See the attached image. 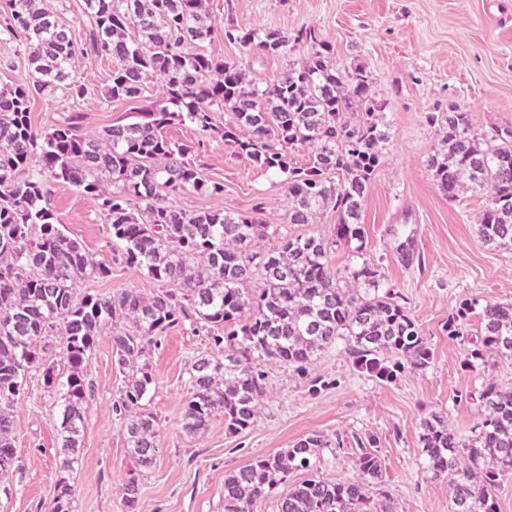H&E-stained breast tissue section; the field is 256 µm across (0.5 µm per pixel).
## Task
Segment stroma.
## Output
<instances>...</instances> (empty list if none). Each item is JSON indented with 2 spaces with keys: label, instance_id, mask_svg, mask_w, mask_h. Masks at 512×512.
<instances>
[{
  "label": "stroma",
  "instance_id": "1",
  "mask_svg": "<svg viewBox=\"0 0 512 512\" xmlns=\"http://www.w3.org/2000/svg\"><path fill=\"white\" fill-rule=\"evenodd\" d=\"M206 6L219 29L205 41L204 52L242 65L253 78L273 79L287 60L307 54V46L284 57L248 54L225 40L221 24L271 28L290 37L304 27L316 29L332 43L338 69L364 67L374 79L376 98L390 101L389 138L362 207L363 253L381 266L385 288L400 296L432 350V362L386 382L359 369L341 347L326 349L302 375L270 360L263 364L261 412L250 427L225 434L219 413L189 438L181 429L189 369L198 357L220 356L213 339L224 328L174 327L145 358L154 382L143 404L155 419L159 453L155 464L138 474L140 495L131 510L121 493L132 464L118 400L132 374L115 363L112 328L104 326L84 364L89 398L80 446L70 459L59 432L63 400L44 384L45 373L60 380L69 373L64 340L59 334L45 337L42 361L28 371L14 406L16 454L12 468L0 473V512H49L63 479L74 487L71 512H224L226 473L313 433L332 442L321 449L317 463L324 479L358 478L360 450L371 448L382 460L371 487L388 492L389 512H450L448 482L421 470V426L437 415L469 434L480 417L485 387L512 385V359L471 355L478 315H471L466 336L448 335L459 301L512 303V250L492 249L478 237L474 216L485 199L464 195L451 202L438 188L427 161L441 134L428 115L454 103L470 113L476 132L512 129V0H206ZM81 67L88 94L37 98L36 127L81 112L84 133L93 135L138 111L139 102L101 97L110 60L88 58ZM30 72L25 43L0 36V87L25 80ZM230 121V113L221 111L207 132L181 121L166 127L168 139L189 146L188 162L224 185L221 196L186 194L178 205L246 213L260 202L268 223H284L283 186L225 144L220 130ZM48 204L66 234L112 270L110 279L82 280L81 294L133 290L149 296L161 290L147 270L114 257L101 211L80 190L53 184ZM403 242L413 257L400 250Z\"/></svg>",
  "mask_w": 512,
  "mask_h": 512
}]
</instances>
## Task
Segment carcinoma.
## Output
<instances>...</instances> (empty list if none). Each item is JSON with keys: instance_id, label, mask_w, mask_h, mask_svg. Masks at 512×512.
Masks as SVG:
<instances>
[{"instance_id": "carcinoma-1", "label": "carcinoma", "mask_w": 512, "mask_h": 512, "mask_svg": "<svg viewBox=\"0 0 512 512\" xmlns=\"http://www.w3.org/2000/svg\"><path fill=\"white\" fill-rule=\"evenodd\" d=\"M9 2L5 31L24 38L35 77L0 88L1 473L15 460L13 407L25 372L39 364L41 339L55 331L64 336L70 373L64 381L48 373L44 383L62 393L64 448L78 447L88 402L84 362L107 321L122 370L145 356L155 337L185 322L233 327L229 336L213 337L223 358L192 363L181 423L191 438L217 413L228 434L254 422L266 360L303 372L342 340L355 365L379 380L431 364L432 351L406 307L396 294L381 291L379 267L363 259L335 269L330 261L334 247L363 241L362 205L388 140L387 103L373 95L369 72L337 69L332 46L312 28L290 40L275 29L225 25L224 38L249 52L286 56L291 42L310 47L274 80L259 84L239 65L198 51L216 28L204 0H83L80 40L43 0ZM131 29L138 33L132 41ZM89 57L115 60L103 88L106 100L141 98L152 75L162 79V95L135 120L116 121L96 137L82 133L80 112L37 129L32 99L57 90L86 96L77 64ZM221 110L234 116L224 127V142L285 186L287 223L313 224L328 211L334 236L280 232L277 246L266 250L259 242L270 225L259 203L245 214L177 206L182 195L215 196L224 185L186 162L191 148L169 140L164 129L178 120L207 131ZM429 119L442 127L441 147L428 160L436 184L450 201L468 193L487 199L476 219L478 235L490 247L512 250V130L478 133L470 114L455 104ZM298 147L311 150L304 167L289 161V150ZM55 182L94 201L112 250L128 266L144 267L179 290L79 295L81 279L112 271L63 232L46 203ZM257 276L261 283L254 288ZM475 305L471 299L459 303L448 336L464 335ZM479 336L482 348L474 357L495 352L512 358V303L485 305ZM152 383L144 365L121 397L122 407L134 411L126 419L127 445L139 468L152 466L158 453L154 417L138 409ZM482 400L472 434L461 435L435 416L420 436L422 470L448 479L454 512H495V492L512 478V387L490 383ZM331 444L314 433L225 475L224 512H257L296 469L310 476L280 496L277 512H378L369 484L380 476L379 456L361 449L360 478L332 482L315 472L320 449ZM122 491L124 504L133 508L137 477H129ZM72 494L73 487L61 483L50 512H70Z\"/></svg>"}]
</instances>
